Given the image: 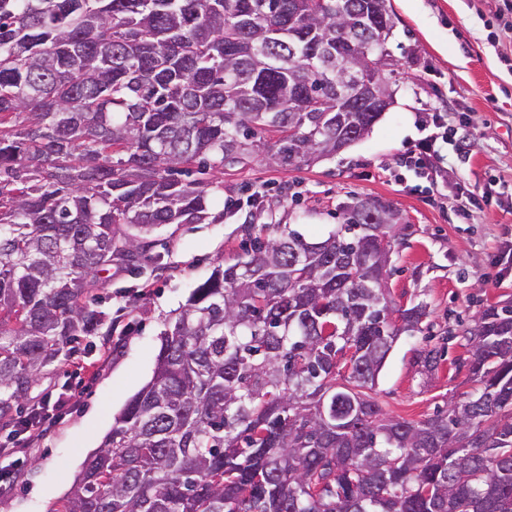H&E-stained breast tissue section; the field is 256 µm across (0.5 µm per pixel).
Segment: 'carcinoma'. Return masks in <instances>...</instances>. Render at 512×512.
Returning a JSON list of instances; mask_svg holds the SVG:
<instances>
[{
    "label": "carcinoma",
    "instance_id": "cac0c4a2",
    "mask_svg": "<svg viewBox=\"0 0 512 512\" xmlns=\"http://www.w3.org/2000/svg\"><path fill=\"white\" fill-rule=\"evenodd\" d=\"M389 0H0V427L40 368L93 335L88 294L141 232L201 224L207 174L294 166L373 126L324 52L387 53ZM198 166L201 178L179 175ZM390 207L343 209L218 262L161 337L149 383L50 512H512V302L463 330L473 388L424 421L376 385L423 303L387 297ZM444 350L419 351L424 371Z\"/></svg>",
    "mask_w": 512,
    "mask_h": 512
}]
</instances>
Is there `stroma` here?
I'll list each match as a JSON object with an SVG mask.
<instances>
[{
	"mask_svg": "<svg viewBox=\"0 0 512 512\" xmlns=\"http://www.w3.org/2000/svg\"><path fill=\"white\" fill-rule=\"evenodd\" d=\"M391 4L394 106L336 156L294 167L261 154L225 167L204 223L155 227L145 235L148 258L139 269L113 266L90 303L104 314L98 333L72 357L41 369L21 402V427L9 438L0 432V442L18 451L0 512H50L69 492L115 415L151 379L167 325L218 261L241 254L247 224L322 237L345 206L390 204L404 243L386 286L398 304L421 302L427 310L419 332L402 335L390 353L377 398L391 416L420 422L470 390L468 345L457 322L512 300V263L497 253L500 242L512 241V10L503 0ZM432 112L467 125L475 139L467 155L450 159L439 193L411 174L395 179L406 144L419 136L416 119ZM469 195L479 205L466 214ZM429 343L447 350L432 375L416 362Z\"/></svg>",
	"mask_w": 512,
	"mask_h": 512,
	"instance_id": "1",
	"label": "stroma"
}]
</instances>
